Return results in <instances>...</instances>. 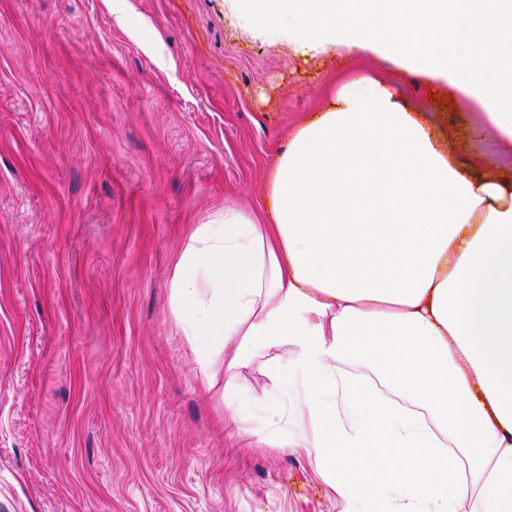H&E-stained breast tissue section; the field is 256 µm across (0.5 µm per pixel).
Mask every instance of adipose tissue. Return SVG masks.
Returning <instances> with one entry per match:
<instances>
[{
	"instance_id": "ef3b65f1",
	"label": "adipose tissue",
	"mask_w": 512,
	"mask_h": 512,
	"mask_svg": "<svg viewBox=\"0 0 512 512\" xmlns=\"http://www.w3.org/2000/svg\"><path fill=\"white\" fill-rule=\"evenodd\" d=\"M477 105L512 144V0H234ZM258 224L196 225L170 278L242 436L306 449L341 512H512V178L460 169L393 80L343 84L272 165ZM263 362L261 399L234 390Z\"/></svg>"
}]
</instances>
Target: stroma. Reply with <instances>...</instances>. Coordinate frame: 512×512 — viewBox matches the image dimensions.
I'll use <instances>...</instances> for the list:
<instances>
[{"mask_svg": "<svg viewBox=\"0 0 512 512\" xmlns=\"http://www.w3.org/2000/svg\"><path fill=\"white\" fill-rule=\"evenodd\" d=\"M392 63L308 60L230 0H0V512H339L251 447L170 305L194 227L262 213L289 137ZM454 160L512 175L470 103L402 82Z\"/></svg>", "mask_w": 512, "mask_h": 512, "instance_id": "obj_1", "label": "stroma"}]
</instances>
